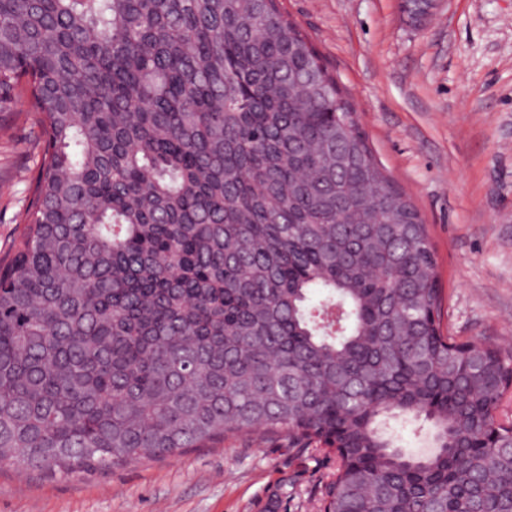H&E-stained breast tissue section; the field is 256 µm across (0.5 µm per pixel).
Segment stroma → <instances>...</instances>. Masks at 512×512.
<instances>
[{"mask_svg": "<svg viewBox=\"0 0 512 512\" xmlns=\"http://www.w3.org/2000/svg\"><path fill=\"white\" fill-rule=\"evenodd\" d=\"M351 101L378 161L423 216L442 328L512 348V0H281ZM43 150L16 101L0 121V253L22 229ZM334 453L231 435L73 479L0 467V512H320Z\"/></svg>", "mask_w": 512, "mask_h": 512, "instance_id": "1", "label": "stroma"}]
</instances>
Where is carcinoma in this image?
<instances>
[{
	"label": "carcinoma",
	"mask_w": 512,
	"mask_h": 512,
	"mask_svg": "<svg viewBox=\"0 0 512 512\" xmlns=\"http://www.w3.org/2000/svg\"><path fill=\"white\" fill-rule=\"evenodd\" d=\"M20 88L44 148L0 259V462L285 432L336 452L325 512H512V351L443 334L427 226L278 0H0ZM394 435L408 453L420 454L429 448V441L415 430V425L410 421L392 422Z\"/></svg>",
	"instance_id": "obj_1"
}]
</instances>
